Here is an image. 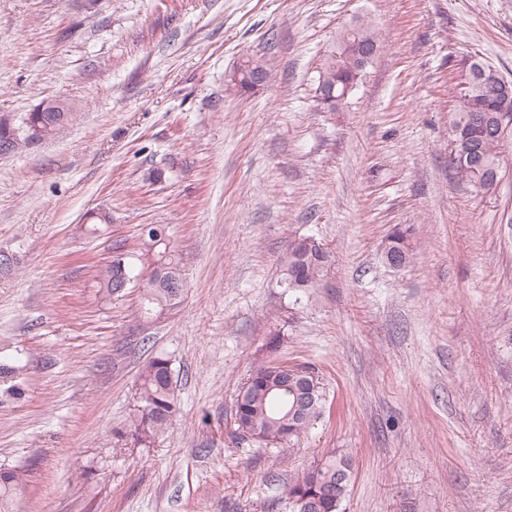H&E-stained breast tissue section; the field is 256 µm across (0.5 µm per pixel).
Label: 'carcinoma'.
Returning a JSON list of instances; mask_svg holds the SVG:
<instances>
[{
	"label": "carcinoma",
	"mask_w": 512,
	"mask_h": 512,
	"mask_svg": "<svg viewBox=\"0 0 512 512\" xmlns=\"http://www.w3.org/2000/svg\"><path fill=\"white\" fill-rule=\"evenodd\" d=\"M367 43L381 48V35L374 25L360 18L353 27H345L338 38V50L334 58L323 68L325 83L335 85L336 101L329 109L336 110L360 78L368 62L358 57V47ZM479 77L469 92L460 99L451 122L452 141L456 149L473 152L482 158L481 166L489 172L500 168V147L503 141H493L482 136L474 126L477 119L494 114V92L503 77L493 67L475 61ZM77 119L75 112H41L34 108L25 113L20 123L0 119V140L6 139L20 127H36L58 121L70 125ZM458 181L485 191L483 177L460 170L452 164ZM319 243L310 237L294 239L288 248V264L284 265L283 285L296 296L312 291L309 283L319 284L328 273V265L321 261ZM390 251L410 261L412 245L407 232L395 229L389 236ZM115 260L100 271V288L109 295L117 293V283L141 281L144 308L156 316L166 308L181 302L173 296L177 286L185 293V283L170 237L144 244L137 262L134 253L118 245L113 248ZM0 384L10 396L22 394L20 367L15 364L0 365ZM327 403L322 387L305 393L301 377L285 375L275 363L256 369L244 383L235 402L236 437L256 441L277 454L292 453L299 448L310 425L321 418ZM177 414L174 370L172 360L165 354H157L145 364L139 375L137 405L129 415L126 425L113 432L118 438L127 435L143 447L151 446L171 426ZM345 473L353 476V461L343 454H334L312 471L298 472L291 476L282 496L273 507H288V512H345L344 502L350 483L336 491V476ZM25 483L24 473L9 468L0 469V512H12L13 502Z\"/></svg>",
	"instance_id": "1"
}]
</instances>
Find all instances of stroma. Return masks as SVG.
<instances>
[{
	"mask_svg": "<svg viewBox=\"0 0 512 512\" xmlns=\"http://www.w3.org/2000/svg\"><path fill=\"white\" fill-rule=\"evenodd\" d=\"M358 18L382 49L323 111L318 72ZM247 57L270 78L242 95L227 81ZM476 58L512 81V0H0V114L61 96L79 115L0 157L15 512H270L335 452L354 463L346 512H512V140L489 192L450 166ZM147 224L167 225L186 292L145 327L141 289L109 297L96 275ZM397 225L414 247L399 271L383 261ZM301 236L332 262L297 299L280 281ZM158 352L180 412L144 448L113 431ZM273 360L314 366L330 406L284 459L233 433ZM1 386H6L4 392L10 396H20L22 394V380L20 377V367L15 364L3 363L0 365Z\"/></svg>",
	"mask_w": 512,
	"mask_h": 512,
	"instance_id": "1",
	"label": "stroma"
}]
</instances>
